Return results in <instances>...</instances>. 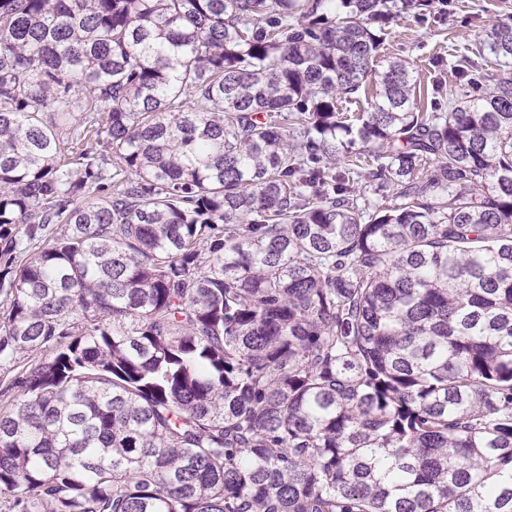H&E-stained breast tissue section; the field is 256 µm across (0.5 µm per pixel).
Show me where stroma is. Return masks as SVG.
Masks as SVG:
<instances>
[{
	"label": "stroma",
	"mask_w": 512,
	"mask_h": 512,
	"mask_svg": "<svg viewBox=\"0 0 512 512\" xmlns=\"http://www.w3.org/2000/svg\"><path fill=\"white\" fill-rule=\"evenodd\" d=\"M441 9V17L421 22L401 14L390 26L375 66L380 69L392 57L407 56L427 99L444 107L463 60L484 73L500 71V60L481 52L480 46L487 29L512 18V0H444Z\"/></svg>",
	"instance_id": "obj_1"
}]
</instances>
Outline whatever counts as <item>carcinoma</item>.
<instances>
[{"instance_id": "1", "label": "carcinoma", "mask_w": 512, "mask_h": 512, "mask_svg": "<svg viewBox=\"0 0 512 512\" xmlns=\"http://www.w3.org/2000/svg\"><path fill=\"white\" fill-rule=\"evenodd\" d=\"M436 9L0 0L12 512H512V71L373 68Z\"/></svg>"}]
</instances>
